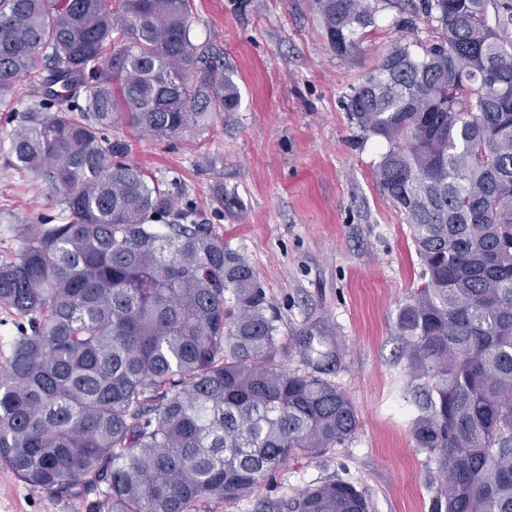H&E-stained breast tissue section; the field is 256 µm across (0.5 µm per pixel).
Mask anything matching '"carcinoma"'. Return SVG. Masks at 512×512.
Here are the masks:
<instances>
[{
	"label": "carcinoma",
	"mask_w": 512,
	"mask_h": 512,
	"mask_svg": "<svg viewBox=\"0 0 512 512\" xmlns=\"http://www.w3.org/2000/svg\"><path fill=\"white\" fill-rule=\"evenodd\" d=\"M331 50L357 46L368 0H313ZM439 34L401 37L348 111L389 149L375 169L423 282L395 332L414 447L442 474L435 512H512V40L499 0H422ZM190 0H0V104L28 81L5 164L52 187L62 223L0 252V467L89 512H205L255 497L291 458L358 428L337 337L295 331L254 269L188 205L125 161L121 121L173 138L238 104L200 63ZM419 46L417 53L413 47ZM261 512H371L327 478Z\"/></svg>",
	"instance_id": "obj_1"
}]
</instances>
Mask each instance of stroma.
<instances>
[{
	"label": "stroma",
	"mask_w": 512,
	"mask_h": 512,
	"mask_svg": "<svg viewBox=\"0 0 512 512\" xmlns=\"http://www.w3.org/2000/svg\"><path fill=\"white\" fill-rule=\"evenodd\" d=\"M375 23L358 48L336 55L312 0H191V39L219 63L239 101L176 138L119 125L127 159L158 181L257 272L281 315V336L320 320L343 346L334 381L359 416L355 436L317 458H293L259 498L284 502L314 482L342 478L372 512H431L437 467L413 446L398 312L420 282L410 226L380 191L375 169L389 144L348 115L353 86L406 22L422 17L370 0ZM48 186L0 160V250L18 249L22 226L55 224ZM0 512H88L0 468Z\"/></svg>",
	"instance_id": "35a3bbf8"
}]
</instances>
